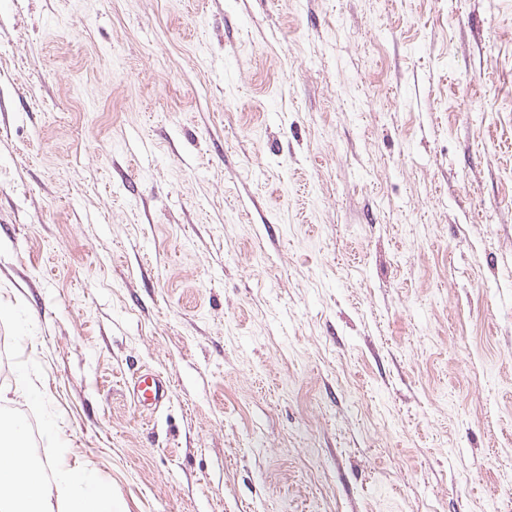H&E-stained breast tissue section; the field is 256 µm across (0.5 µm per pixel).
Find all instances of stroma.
I'll list each match as a JSON object with an SVG mask.
<instances>
[{
    "label": "stroma",
    "instance_id": "obj_1",
    "mask_svg": "<svg viewBox=\"0 0 512 512\" xmlns=\"http://www.w3.org/2000/svg\"><path fill=\"white\" fill-rule=\"evenodd\" d=\"M0 301L122 512H512V0H0Z\"/></svg>",
    "mask_w": 512,
    "mask_h": 512
}]
</instances>
